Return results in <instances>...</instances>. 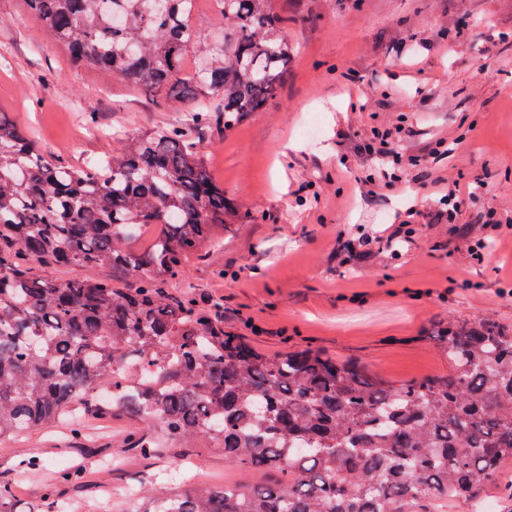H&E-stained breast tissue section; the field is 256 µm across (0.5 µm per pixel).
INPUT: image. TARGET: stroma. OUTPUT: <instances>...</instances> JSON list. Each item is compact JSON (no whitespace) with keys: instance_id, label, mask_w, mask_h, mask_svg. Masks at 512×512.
I'll use <instances>...</instances> for the list:
<instances>
[{"instance_id":"stroma-1","label":"stroma","mask_w":512,"mask_h":512,"mask_svg":"<svg viewBox=\"0 0 512 512\" xmlns=\"http://www.w3.org/2000/svg\"><path fill=\"white\" fill-rule=\"evenodd\" d=\"M447 2L365 0L355 9L348 0H300L299 11L321 19L289 26L298 53L280 97L212 135L211 171L253 212L225 230L223 250L190 263L192 278L223 299L227 329L248 320L256 325L250 342L267 351L308 344L399 382L447 372V360L428 338L438 320L512 322V299L496 293L512 285V235L481 264L450 252L441 226L396 259L357 260L347 269L336 256L338 231L390 223L406 201L400 186L360 196L359 170L348 160L357 141L337 137L346 127L403 116L412 131L408 146L439 134L462 136L451 164L491 186L490 195L471 204L468 223H481L490 206H512V11L503 0H458L468 25L464 48L455 50L437 36ZM484 64L492 67L490 76L480 75ZM347 73L355 85L345 86ZM359 97L368 109L352 112ZM0 111L45 153L79 164L111 152L102 130L148 129L158 107L143 87L105 79L44 39L23 0H0ZM313 114L321 128L309 140L302 129ZM308 181L325 190L311 212L295 195ZM218 267L223 275H215ZM466 277L484 283L485 291L447 284ZM439 286L449 289L445 300L424 297V289ZM130 423L113 421L89 448L62 429L20 435L0 446V484L12 486L24 506L50 498L60 512H100L111 487L247 485L245 472L213 448H177L160 463L135 456L121 446ZM29 458L35 467L21 470ZM74 468L84 471L81 483H64L62 472Z\"/></svg>"}]
</instances>
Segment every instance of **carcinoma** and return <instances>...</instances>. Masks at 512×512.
Segmentation results:
<instances>
[{
    "instance_id": "cac0c4a2",
    "label": "carcinoma",
    "mask_w": 512,
    "mask_h": 512,
    "mask_svg": "<svg viewBox=\"0 0 512 512\" xmlns=\"http://www.w3.org/2000/svg\"><path fill=\"white\" fill-rule=\"evenodd\" d=\"M195 2L26 0L45 39L162 112L77 166L0 116V442L77 411L134 416L154 426L124 437L141 458L207 441L255 478L147 490L129 512H445L478 497L512 462V323L440 321L429 336L450 373L395 384L311 346L269 355L224 331L203 285L169 288L252 217L210 172L209 134L268 109L296 53L289 24L319 19L220 0L201 43ZM69 267L84 275H51Z\"/></svg>"
}]
</instances>
